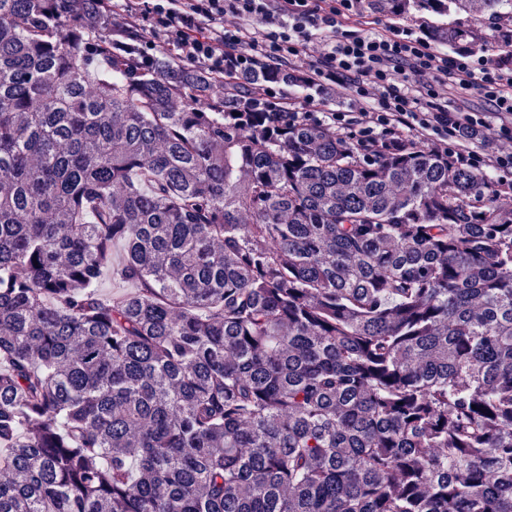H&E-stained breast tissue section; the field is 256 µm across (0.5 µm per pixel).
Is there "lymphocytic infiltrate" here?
<instances>
[{"label": "lymphocytic infiltrate", "mask_w": 512, "mask_h": 512, "mask_svg": "<svg viewBox=\"0 0 512 512\" xmlns=\"http://www.w3.org/2000/svg\"><path fill=\"white\" fill-rule=\"evenodd\" d=\"M76 15H112L109 53L156 63L163 41L176 56L216 77L235 78L255 66L290 62L315 46L303 72L319 91L316 105L286 109L261 88L260 110L275 121L311 123L371 148L411 135L451 164L512 176V53L493 47L444 53L428 35L393 25L363 33L355 0H71ZM488 101L491 113L462 112L458 92ZM345 97L349 110L330 107Z\"/></svg>", "instance_id": "lymphocytic-infiltrate-1"}]
</instances>
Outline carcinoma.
<instances>
[{
  "instance_id": "obj_1",
  "label": "carcinoma",
  "mask_w": 512,
  "mask_h": 512,
  "mask_svg": "<svg viewBox=\"0 0 512 512\" xmlns=\"http://www.w3.org/2000/svg\"><path fill=\"white\" fill-rule=\"evenodd\" d=\"M0 0V512H512V210ZM450 13L512 0H359ZM131 285L104 298L103 274Z\"/></svg>"
}]
</instances>
